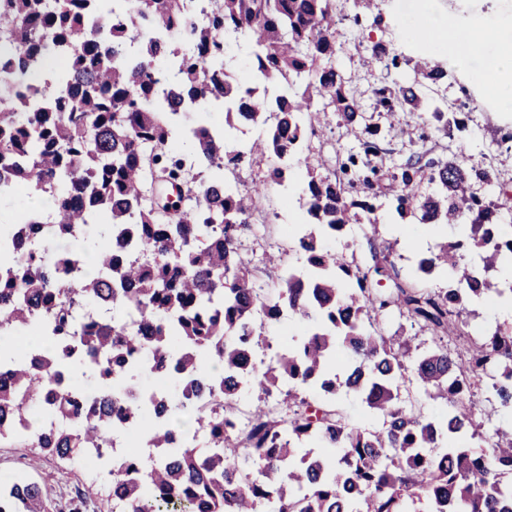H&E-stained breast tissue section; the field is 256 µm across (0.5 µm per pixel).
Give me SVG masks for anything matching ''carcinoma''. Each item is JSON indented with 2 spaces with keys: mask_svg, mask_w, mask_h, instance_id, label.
Segmentation results:
<instances>
[{
  "mask_svg": "<svg viewBox=\"0 0 512 512\" xmlns=\"http://www.w3.org/2000/svg\"><path fill=\"white\" fill-rule=\"evenodd\" d=\"M333 2L0 0V198L25 187L52 200L39 222L0 225V439L110 465L112 512H409L416 499L427 512H512V430H474L479 390L512 407V325L474 338L467 320L474 296L512 298L498 276L512 266V225L482 194L501 183L464 163L460 113L421 91L448 67L420 57L410 82L373 90L374 110L433 120L458 151L421 147L383 164L390 141L335 65ZM374 2L353 0V25ZM230 55L247 58L249 78L228 74ZM370 57L399 55L379 42ZM218 109L263 138L228 146L206 120ZM327 112L357 138L332 159L307 145ZM262 159L280 183L304 175L307 214L303 267L281 268L269 293L240 252L264 184L224 179ZM160 167L180 187L172 198L155 188ZM380 197L402 220H465L470 233L421 256L410 277L374 247L364 264L325 249L363 217L376 229ZM90 226L95 240L83 237ZM433 273L446 287L422 286ZM394 310L431 347L384 333ZM286 311L303 334L260 371L255 317ZM208 360L223 371L202 375ZM145 374L157 382L154 414L139 399ZM248 377L261 397L237 429ZM412 380L448 410L407 408L400 390ZM343 389L381 428L336 405ZM129 431L148 447L116 454L113 438ZM466 435L482 449L461 445ZM87 504L78 492L52 506L23 477L0 485V512Z\"/></svg>",
  "mask_w": 512,
  "mask_h": 512,
  "instance_id": "obj_1",
  "label": "carcinoma"
}]
</instances>
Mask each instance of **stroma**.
Masks as SVG:
<instances>
[{
	"mask_svg": "<svg viewBox=\"0 0 512 512\" xmlns=\"http://www.w3.org/2000/svg\"><path fill=\"white\" fill-rule=\"evenodd\" d=\"M338 24L336 38L344 45L337 59L338 68L350 82L351 88L360 94L363 101H370L371 91L380 85L401 83L411 78L406 59L419 56L421 38L416 35V21L420 15L428 14L440 28H453L457 35L478 30L487 19L512 21V0H382L381 24L364 22L361 28H353L349 17L353 13L350 0H335ZM393 44L403 60L399 67L366 65L365 59L375 42ZM439 61L448 65V79L435 85L436 98L443 100L453 110L466 113L468 124L475 136L468 154L472 162L497 171L501 182L512 190V142L503 136L512 132L511 112H488L476 101L480 80L492 63L485 55L471 60L467 65H458L450 45L440 49ZM269 162L263 161L252 167H243L238 173L240 186L266 180L265 194L267 226L259 235H246L241 242L243 256L252 264L264 266L267 284H274L279 275L276 268L265 266L268 253L285 250L286 261H295L292 253L296 237L291 230L302 213L299 194L287 187L267 181ZM377 229H364L354 237H341L330 242L331 250L344 254H355L359 260L370 258L371 248L390 247L401 269H408L411 257L435 248L438 243L455 241L451 225H439L437 231L421 230L415 243H407L396 236L390 227L391 215L387 209L377 212ZM19 473L40 484L45 498L58 503L82 493L93 512H110L112 504L107 499V490L102 477L96 476L88 467L70 464L58 458L39 453L34 448H22L16 442H0V473Z\"/></svg>",
	"mask_w": 512,
	"mask_h": 512,
	"instance_id": "stroma-1",
	"label": "stroma"
}]
</instances>
